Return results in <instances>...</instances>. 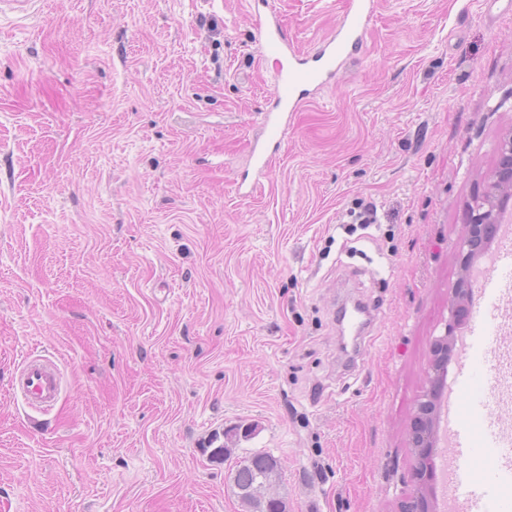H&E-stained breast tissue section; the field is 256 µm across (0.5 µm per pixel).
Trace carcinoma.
I'll use <instances>...</instances> for the list:
<instances>
[{
    "label": "carcinoma",
    "mask_w": 512,
    "mask_h": 512,
    "mask_svg": "<svg viewBox=\"0 0 512 512\" xmlns=\"http://www.w3.org/2000/svg\"><path fill=\"white\" fill-rule=\"evenodd\" d=\"M280 462L269 452L255 451L236 465L232 482L247 512H286L282 498L268 493L280 478Z\"/></svg>",
    "instance_id": "obj_1"
}]
</instances>
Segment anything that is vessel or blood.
Returning a JSON list of instances; mask_svg holds the SVG:
<instances>
[{
    "label": "vessel or blood",
    "mask_w": 512,
    "mask_h": 512,
    "mask_svg": "<svg viewBox=\"0 0 512 512\" xmlns=\"http://www.w3.org/2000/svg\"><path fill=\"white\" fill-rule=\"evenodd\" d=\"M375 8L376 0H348L335 32L307 55L297 50L275 14H267L260 20L256 33L264 55L283 60L284 65L275 74L272 106L261 119L265 146L251 151L258 174H268L271 159L266 150L281 147L303 103L360 52ZM477 288L484 301L499 303L512 296V231L500 238L491 265L478 280ZM501 333V326L489 329L477 319L469 320L448 388L446 471L452 491L450 512H493L492 489L512 483V456L499 453L493 441H481L476 436L477 428L489 425V410L479 399L478 371L481 364L496 356L494 343ZM60 389V375L54 365L40 358L24 362L19 390L30 407L50 406ZM478 457L486 464L485 476L480 481L474 480L471 473V465Z\"/></svg>",
    "instance_id": "b4317fda"
}]
</instances>
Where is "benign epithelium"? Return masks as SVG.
<instances>
[{"label":"benign epithelium","instance_id":"benign-epithelium-1","mask_svg":"<svg viewBox=\"0 0 512 512\" xmlns=\"http://www.w3.org/2000/svg\"><path fill=\"white\" fill-rule=\"evenodd\" d=\"M512 199V132L498 145V164L488 177L482 196L470 210V224L458 243L461 276L448 302V324L445 333L435 337L431 346L433 362L429 373L428 394L416 404L409 433V448L414 464L410 473L412 495L406 502V512H433L428 490L436 478L435 429L438 417L437 392L441 390L440 366L455 354L456 331L467 303L471 299L470 268L475 257L495 237L500 213Z\"/></svg>","mask_w":512,"mask_h":512}]
</instances>
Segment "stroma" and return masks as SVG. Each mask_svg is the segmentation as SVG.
I'll return each instance as SVG.
<instances>
[{"label":"stroma","instance_id":"35a3bbf8","mask_svg":"<svg viewBox=\"0 0 512 512\" xmlns=\"http://www.w3.org/2000/svg\"><path fill=\"white\" fill-rule=\"evenodd\" d=\"M40 2L0 16V512H245L258 450L288 512H402L512 131V0H378L250 197L277 71L250 0ZM269 4L305 52L346 8ZM30 356L62 379L41 410ZM498 164L488 177L482 196L475 206L469 208L470 224L458 243L461 276L448 302V324L445 333L433 340L431 352L433 362L429 373L427 396L416 404L409 433V448L414 464L410 473L412 495L404 506V512H433L428 490L436 478L435 429L438 417L437 392L441 391L439 378L441 364H446L455 354L456 331L464 313L468 312L471 299L472 279L470 268L475 257L495 237L500 222V213L512 198V132L504 136L498 145ZM60 389V375L54 365L40 358H31L24 362L19 378V390L30 407L50 406ZM280 462L269 452L255 451L236 465L232 482L247 512H286L283 498L270 495L269 488L280 478Z\"/></svg>","mask_w":512,"mask_h":512}]
</instances>
